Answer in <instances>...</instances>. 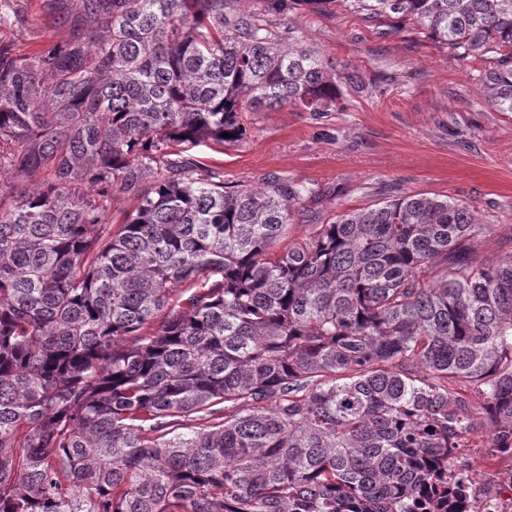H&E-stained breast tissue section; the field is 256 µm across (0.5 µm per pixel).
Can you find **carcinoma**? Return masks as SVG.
<instances>
[{"instance_id": "carcinoma-1", "label": "carcinoma", "mask_w": 512, "mask_h": 512, "mask_svg": "<svg viewBox=\"0 0 512 512\" xmlns=\"http://www.w3.org/2000/svg\"><path fill=\"white\" fill-rule=\"evenodd\" d=\"M296 2L43 0L64 41L0 40V512H406L462 435L512 433V256L474 261L472 206L403 195L281 247L320 189L227 191L176 150L362 82ZM312 2L491 59L512 113V0Z\"/></svg>"}]
</instances>
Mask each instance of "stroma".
Listing matches in <instances>:
<instances>
[{
    "label": "stroma",
    "instance_id": "1",
    "mask_svg": "<svg viewBox=\"0 0 512 512\" xmlns=\"http://www.w3.org/2000/svg\"><path fill=\"white\" fill-rule=\"evenodd\" d=\"M22 26L0 32L27 54L68 29L42 0H15ZM303 45L348 62L361 87L339 85L328 112L292 107L246 112L244 140L196 153L224 172L225 186L253 185L275 174L313 185L321 203L286 237L308 235L336 213L405 194L463 201L486 227L474 258L512 255V113L484 101L485 62L464 65L419 31L374 24L336 4L295 7L289 17Z\"/></svg>",
    "mask_w": 512,
    "mask_h": 512
}]
</instances>
